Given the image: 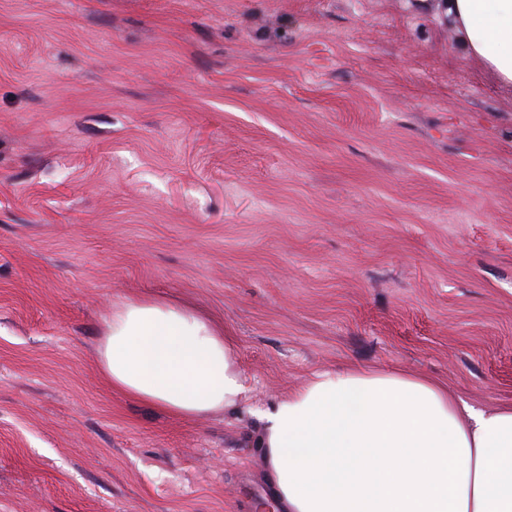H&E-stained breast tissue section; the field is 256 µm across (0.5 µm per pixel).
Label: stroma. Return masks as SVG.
I'll return each instance as SVG.
<instances>
[{
	"instance_id": "obj_1",
	"label": "stroma",
	"mask_w": 512,
	"mask_h": 512,
	"mask_svg": "<svg viewBox=\"0 0 512 512\" xmlns=\"http://www.w3.org/2000/svg\"><path fill=\"white\" fill-rule=\"evenodd\" d=\"M180 300L251 391H114ZM400 369L512 401V89L414 0H0V512H255L254 412ZM100 366L112 388L183 419L236 407L248 393L224 328L185 304L123 303L104 321Z\"/></svg>"
}]
</instances>
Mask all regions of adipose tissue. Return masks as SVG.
Listing matches in <instances>:
<instances>
[{"instance_id": "ef3b65f1", "label": "adipose tissue", "mask_w": 512, "mask_h": 512, "mask_svg": "<svg viewBox=\"0 0 512 512\" xmlns=\"http://www.w3.org/2000/svg\"><path fill=\"white\" fill-rule=\"evenodd\" d=\"M462 51L512 87V0H435ZM112 386L184 419L248 393L221 325L131 300L104 322ZM255 445L280 512H512V403L461 401L438 379L352 367L314 374L258 414Z\"/></svg>"}]
</instances>
